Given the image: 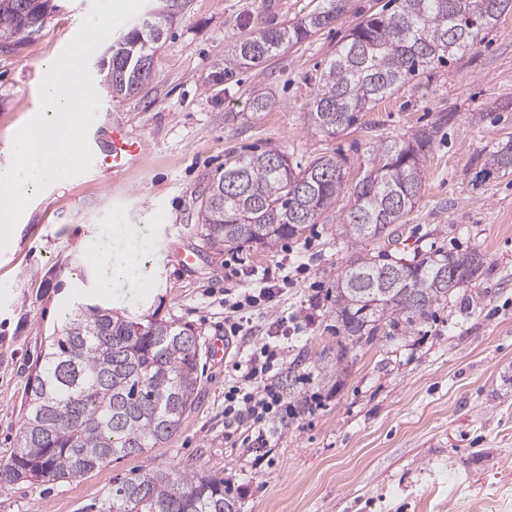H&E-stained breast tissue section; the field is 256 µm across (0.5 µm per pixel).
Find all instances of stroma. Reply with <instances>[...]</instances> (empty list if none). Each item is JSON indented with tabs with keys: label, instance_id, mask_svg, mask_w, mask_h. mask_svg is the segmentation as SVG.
<instances>
[{
	"label": "stroma",
	"instance_id": "1",
	"mask_svg": "<svg viewBox=\"0 0 512 512\" xmlns=\"http://www.w3.org/2000/svg\"><path fill=\"white\" fill-rule=\"evenodd\" d=\"M321 0H191L154 57V79L116 98L100 54L90 71L102 105L89 143L106 149L120 126L144 143L146 163L50 185L30 202L13 246L0 253V460L14 450L28 377L66 313L98 303L133 318L194 325L199 386L178 430L158 447L56 484L0 487V512H83L114 478L150 470L212 473L233 485L238 512H512V171L474 174L486 151L512 137V13L430 77L387 96L335 136L312 132L305 112L312 75L358 23L388 0H350L336 23L266 63L224 77V56L243 36L300 19ZM91 0H61L38 32L0 50V166L15 132L40 108L44 61L76 35ZM275 106L249 116L254 92ZM228 112L240 120L225 121ZM434 129L422 150L424 186L392 237L359 245L336 229L377 145ZM258 148L294 158H344L345 189L303 236L271 250L216 252L203 245L198 197L229 155ZM193 252L182 268L177 250ZM479 251L467 286L408 327L376 340L344 336L330 295L353 254L381 262L435 250ZM128 251L134 279L103 285L94 254ZM245 287L286 268L294 283L253 308V335L210 349L224 335V275ZM291 315L274 379L297 415L267 426L268 452L224 438V383L249 343Z\"/></svg>",
	"mask_w": 512,
	"mask_h": 512
}]
</instances>
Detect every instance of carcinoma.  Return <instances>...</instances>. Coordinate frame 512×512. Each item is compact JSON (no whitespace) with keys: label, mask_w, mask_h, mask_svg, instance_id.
<instances>
[{"label":"carcinoma","mask_w":512,"mask_h":512,"mask_svg":"<svg viewBox=\"0 0 512 512\" xmlns=\"http://www.w3.org/2000/svg\"><path fill=\"white\" fill-rule=\"evenodd\" d=\"M349 0L322 6L279 27H262L224 56V75L259 66L347 12ZM45 17L54 0H0V46L8 48L34 33L31 4ZM355 26L323 70L311 77L314 94L309 127L334 135L353 126L412 79L470 49L494 27L512 0H392ZM188 0H155L118 38L112 63L100 72L115 96L140 90L154 77L157 45ZM275 104L269 91L254 94L250 109ZM431 139L422 129L407 141L372 149L373 157L355 185L353 205L339 235L353 245L376 239L400 223L421 191V150ZM512 168V138L485 154L475 178L486 181ZM336 157L305 164L280 151L233 155L224 171L200 194L198 220L204 245L272 249L298 238L343 191ZM482 266L476 251H436L410 262L379 263L353 257L336 275V316L353 343L369 342L382 321L410 324L448 299L452 288L441 272L460 273L467 285ZM199 385L196 333L192 325L153 314L134 319L96 303L78 305L36 362L24 402L15 449L0 461V485L62 482L88 474L114 456L138 455L167 441L194 402ZM84 512H235L224 480L194 471L157 470L114 479L112 487Z\"/></svg>","instance_id":"carcinoma-1"}]
</instances>
